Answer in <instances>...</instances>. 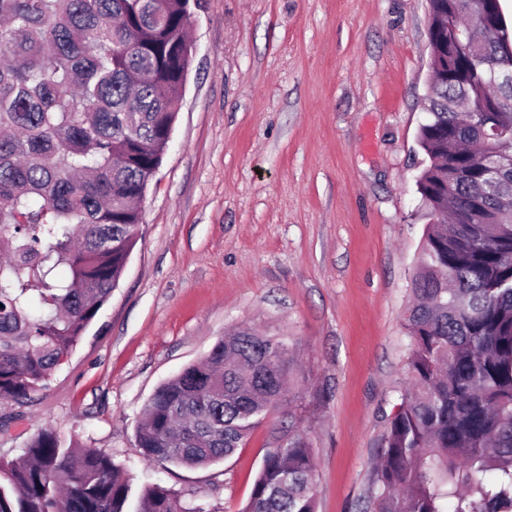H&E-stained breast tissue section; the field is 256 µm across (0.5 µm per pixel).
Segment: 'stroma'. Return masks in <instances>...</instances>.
<instances>
[{
    "instance_id": "stroma-1",
    "label": "stroma",
    "mask_w": 512,
    "mask_h": 512,
    "mask_svg": "<svg viewBox=\"0 0 512 512\" xmlns=\"http://www.w3.org/2000/svg\"><path fill=\"white\" fill-rule=\"evenodd\" d=\"M192 62L141 237L47 388L0 401V458L44 425L206 512H241L297 425L317 512H371L374 464L407 381L403 312L426 221L417 132L427 0H200ZM283 340L289 404L242 448L187 468L144 460L155 390L226 328Z\"/></svg>"
}]
</instances>
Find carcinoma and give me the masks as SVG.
<instances>
[{
    "label": "carcinoma",
    "mask_w": 512,
    "mask_h": 512,
    "mask_svg": "<svg viewBox=\"0 0 512 512\" xmlns=\"http://www.w3.org/2000/svg\"><path fill=\"white\" fill-rule=\"evenodd\" d=\"M428 3L417 187L429 223L403 315L409 382L371 507L512 512V38L487 0ZM186 6L0 0V400L46 387L119 285L182 97ZM454 25L472 29L473 47L451 42ZM287 355L274 337L225 334L149 399L143 455L188 468L232 456L287 400ZM0 512L206 510L135 489L111 457L46 426L0 459ZM241 512H316L296 427L267 450Z\"/></svg>",
    "instance_id": "carcinoma-1"
}]
</instances>
